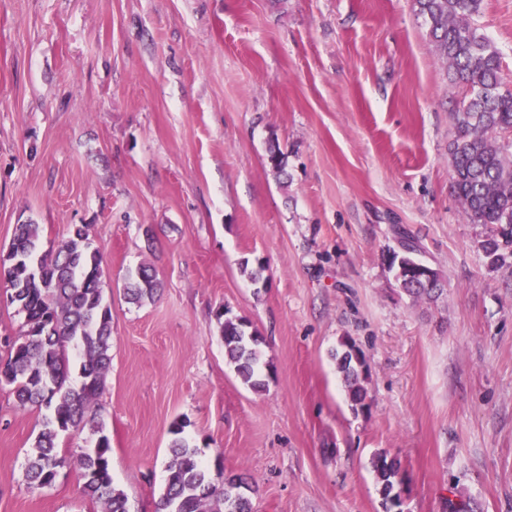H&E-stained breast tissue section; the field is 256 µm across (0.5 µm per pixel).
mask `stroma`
<instances>
[{
    "mask_svg": "<svg viewBox=\"0 0 512 512\" xmlns=\"http://www.w3.org/2000/svg\"><path fill=\"white\" fill-rule=\"evenodd\" d=\"M479 21L512 84V0ZM451 90L411 0H0V248L23 222L46 249L85 224L104 255L94 409L128 512H158L180 419L254 512H384L381 451L403 512L452 493L512 512V273L450 192ZM400 229L439 298L398 288ZM142 264L163 288L138 307ZM220 309L260 334L262 390L228 365ZM346 337L370 367L358 412ZM45 416L0 387V512H99L71 470L28 491ZM125 288L128 299L140 303L144 299H153L159 288L155 272L150 265L142 264L128 273ZM373 469L383 497L386 512H403V500L400 495L404 476L401 472L400 462L387 452H381L373 458Z\"/></svg>",
    "mask_w": 512,
    "mask_h": 512,
    "instance_id": "stroma-1",
    "label": "stroma"
}]
</instances>
